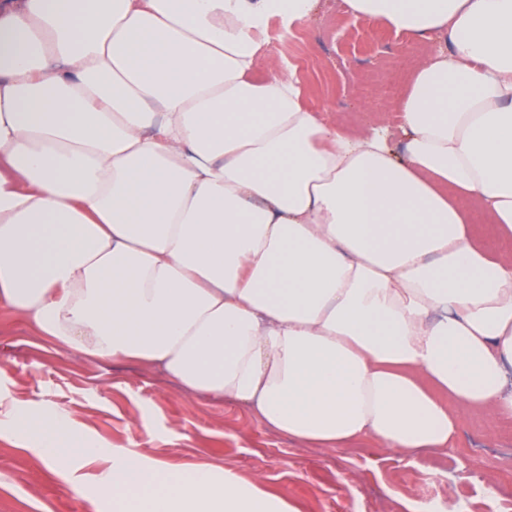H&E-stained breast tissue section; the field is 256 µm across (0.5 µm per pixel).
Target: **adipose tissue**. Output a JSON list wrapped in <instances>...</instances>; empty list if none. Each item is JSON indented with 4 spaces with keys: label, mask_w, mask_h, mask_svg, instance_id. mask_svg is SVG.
<instances>
[{
    "label": "adipose tissue",
    "mask_w": 512,
    "mask_h": 512,
    "mask_svg": "<svg viewBox=\"0 0 512 512\" xmlns=\"http://www.w3.org/2000/svg\"><path fill=\"white\" fill-rule=\"evenodd\" d=\"M315 0H13L0 10V306L320 448H454L512 419V0H346L439 36L385 129L325 121L270 18ZM41 459L98 466L112 512H297L261 480L104 448L63 408Z\"/></svg>",
    "instance_id": "ef3b65f1"
}]
</instances>
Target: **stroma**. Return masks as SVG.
<instances>
[{"label":"stroma","mask_w":512,"mask_h":512,"mask_svg":"<svg viewBox=\"0 0 512 512\" xmlns=\"http://www.w3.org/2000/svg\"><path fill=\"white\" fill-rule=\"evenodd\" d=\"M274 63H292L315 104L364 127L387 115L389 146L403 160L404 137L384 88L398 66L422 62L416 38L351 17L345 0H318L287 46L264 44ZM0 403L23 413L67 409L75 429L107 446L136 443L151 458L207 462L262 478L297 512H512V422L464 419L453 451L396 455L368 440L344 448L300 445L223 400L185 394L161 372L99 363L55 346L22 316L0 308ZM0 415V512H112L94 509L74 486L95 489L96 466L54 469Z\"/></svg>","instance_id":"obj_1"}]
</instances>
